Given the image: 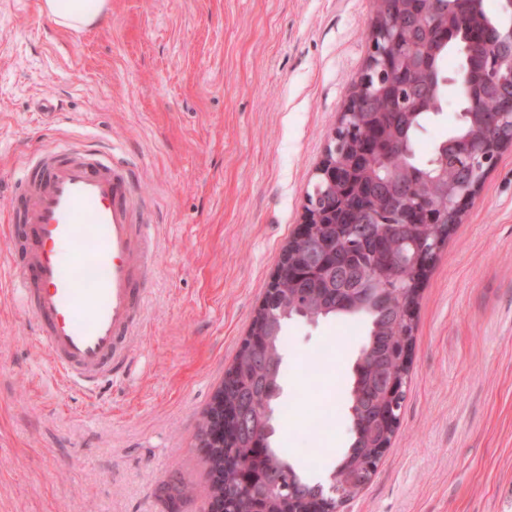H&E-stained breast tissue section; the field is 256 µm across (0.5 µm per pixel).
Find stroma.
<instances>
[{"mask_svg":"<svg viewBox=\"0 0 512 512\" xmlns=\"http://www.w3.org/2000/svg\"><path fill=\"white\" fill-rule=\"evenodd\" d=\"M374 0H109L79 30L0 0V175L47 140L99 138L160 238L124 375L67 387L9 291L0 184V512H204L198 424L365 70ZM61 117L45 125L43 102ZM368 324L288 321L274 447L330 409L303 473L351 442L345 378ZM400 425L340 512H512V147L438 250L415 313Z\"/></svg>","mask_w":512,"mask_h":512,"instance_id":"35a3bbf8","label":"stroma"}]
</instances>
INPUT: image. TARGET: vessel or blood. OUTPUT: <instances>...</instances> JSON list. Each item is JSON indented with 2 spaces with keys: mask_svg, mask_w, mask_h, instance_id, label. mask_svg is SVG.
<instances>
[{
  "mask_svg": "<svg viewBox=\"0 0 512 512\" xmlns=\"http://www.w3.org/2000/svg\"><path fill=\"white\" fill-rule=\"evenodd\" d=\"M19 227L13 288L55 372L91 393L132 358L156 266L154 225L136 212L134 172L103 147L64 141L34 152L9 196Z\"/></svg>",
  "mask_w": 512,
  "mask_h": 512,
  "instance_id": "obj_1",
  "label": "vessel or blood"
}]
</instances>
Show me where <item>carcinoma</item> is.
<instances>
[{
  "label": "carcinoma",
  "instance_id": "cac0c4a2",
  "mask_svg": "<svg viewBox=\"0 0 512 512\" xmlns=\"http://www.w3.org/2000/svg\"><path fill=\"white\" fill-rule=\"evenodd\" d=\"M390 17L401 22L405 42L428 50H437L438 76H446L444 62L455 52L459 57L456 76L463 78L468 70L462 52L464 40L475 29L493 34L508 24L487 14L484 5L467 15L458 16L453 11L452 0H407L391 3ZM448 96V86L437 85L428 102L416 107L402 103L398 89L392 88L378 102L377 122L387 131L393 145L385 158L376 155L353 159L347 178L338 193L347 203L336 208L332 197L325 199L324 211L331 213L328 223L315 228L317 238L336 241V251L346 252L344 240L352 231L365 227L370 219L367 210L383 219L372 225L376 239L367 242V252L351 258L355 264H364L371 280L378 284L394 276L393 264L405 266L406 253L411 246L428 248L438 238L448 234L443 224L399 223L400 214L407 209L430 207L447 208L443 195L444 186L452 183L461 162L456 146L474 132L470 114L497 112L508 106L507 99L484 87L480 74L471 78V93L461 98V119L445 139L431 147L428 158L419 162L416 146L421 130L433 116L444 112L443 103ZM409 181L412 196L404 203L398 195L400 183ZM288 268L281 275L275 292L270 294L277 318L261 328L256 339L262 345L256 349L242 342L234 360V371L224 379V415L228 420V436L224 447L214 448L208 459L211 468L221 473L219 482L210 486V495H223L229 506L237 504L244 495L243 480L260 471L277 475L278 492L270 495L265 503L267 512H309L321 508L318 501L320 486L302 482V474L288 460V456L272 447L270 438L274 427L270 421L253 419L243 427L239 424L237 409L246 398L256 407L272 405L280 390L284 325L294 316L307 320L358 315L369 322L366 343L361 350L349 380V409L356 430L352 442L336 462L332 473L337 488L351 499L358 494L353 479L366 470L375 453V445L385 440L388 425L380 424L399 417L404 397L390 398L385 388L369 376V369L377 357L383 359L388 369L400 371L402 343L412 333L406 324L408 304L417 302V275L404 272V286L383 296L381 302L367 300L353 309L336 297L347 270L336 267L333 274L307 276L297 271V258H288Z\"/></svg>",
  "mask_w": 512,
  "mask_h": 512
}]
</instances>
